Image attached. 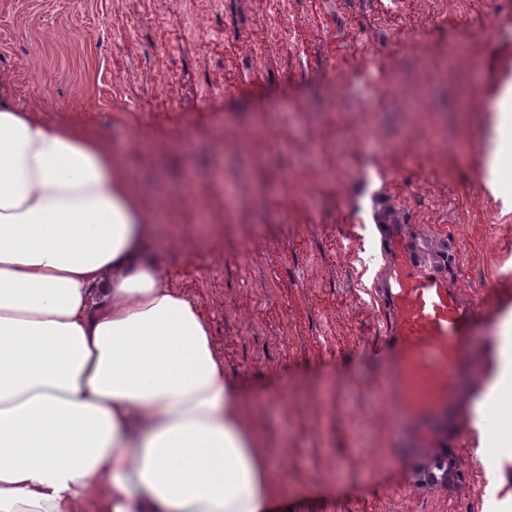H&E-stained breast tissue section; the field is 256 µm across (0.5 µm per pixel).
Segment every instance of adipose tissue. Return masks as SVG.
Instances as JSON below:
<instances>
[{"label":"adipose tissue","mask_w":512,"mask_h":512,"mask_svg":"<svg viewBox=\"0 0 512 512\" xmlns=\"http://www.w3.org/2000/svg\"><path fill=\"white\" fill-rule=\"evenodd\" d=\"M512 112L485 145L497 192ZM154 210L111 146L19 105L0 69V512H278L212 324L148 254ZM512 380L495 343L475 407Z\"/></svg>","instance_id":"obj_1"}]
</instances>
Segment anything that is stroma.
Returning <instances> with one entry per match:
<instances>
[{"label": "stroma", "instance_id": "stroma-1", "mask_svg": "<svg viewBox=\"0 0 512 512\" xmlns=\"http://www.w3.org/2000/svg\"><path fill=\"white\" fill-rule=\"evenodd\" d=\"M273 6L0 0V68L22 104L107 140L163 209L155 258L256 401L288 512H487L488 494L512 495V447L474 453L478 377L430 438L466 482L423 492L370 350L385 206L458 255L456 284L483 308L477 361L512 320V182L483 185L512 0H288L278 36L247 50Z\"/></svg>", "mask_w": 512, "mask_h": 512}]
</instances>
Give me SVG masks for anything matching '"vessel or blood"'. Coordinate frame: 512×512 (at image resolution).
Returning <instances> with one entry per match:
<instances>
[{
  "mask_svg": "<svg viewBox=\"0 0 512 512\" xmlns=\"http://www.w3.org/2000/svg\"><path fill=\"white\" fill-rule=\"evenodd\" d=\"M384 222L390 262L381 294L390 331L383 400L391 404L393 417L419 437L458 404L462 381L474 369L471 330L481 309L449 282L447 269L456 264V255L428 267L429 250L412 240L402 213L386 208ZM424 478L452 491L464 484L460 465L450 461L429 468Z\"/></svg>",
  "mask_w": 512,
  "mask_h": 512,
  "instance_id": "b4317fda",
  "label": "vessel or blood"
}]
</instances>
